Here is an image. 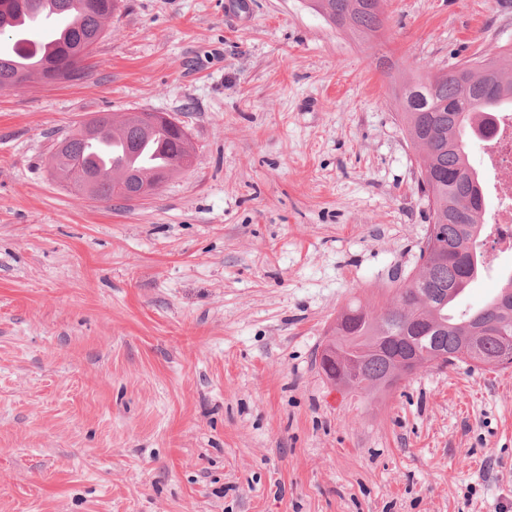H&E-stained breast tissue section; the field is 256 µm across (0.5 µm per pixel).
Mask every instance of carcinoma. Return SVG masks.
<instances>
[{"mask_svg":"<svg viewBox=\"0 0 512 512\" xmlns=\"http://www.w3.org/2000/svg\"><path fill=\"white\" fill-rule=\"evenodd\" d=\"M41 0H6L0 6V30L12 33L10 46L18 54L44 53L51 41L24 26L4 21ZM59 14L81 6L80 24L70 31L69 50H59L50 74L51 82L82 79L87 60L106 37V22L118 0H49ZM338 29L363 38L386 27L382 0H312ZM38 77L14 71L0 61V88L20 87ZM399 118L408 140L422 155L418 187L428 201L430 224L419 249L416 269L396 284L390 304L371 310L357 303L346 306L330 342L345 357L360 359V378L343 372L342 360L322 359L325 377L337 385L368 394L392 386L390 368L398 357L414 351L420 367L459 364L503 371L512 368V274L502 277L498 294L484 306L454 314L459 292L485 270L482 251L485 193L480 172L470 161L473 140L486 138L483 128L492 126L499 112H512V49L495 57L481 56L457 64L446 72L429 74L404 83L399 99ZM168 137V170L148 175L141 168L106 169L89 158V148L116 135L136 151L157 134ZM191 147L187 128L175 125H143L129 113L109 120L98 138L89 136L88 125L60 142L49 166L61 179L79 188L92 179L97 198L110 202L131 199L146 179L162 183L186 169L184 156Z\"/></svg>","mask_w":512,"mask_h":512,"instance_id":"carcinoma-1","label":"carcinoma"}]
</instances>
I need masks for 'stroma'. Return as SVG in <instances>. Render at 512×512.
Masks as SVG:
<instances>
[{"instance_id":"1","label":"stroma","mask_w":512,"mask_h":512,"mask_svg":"<svg viewBox=\"0 0 512 512\" xmlns=\"http://www.w3.org/2000/svg\"><path fill=\"white\" fill-rule=\"evenodd\" d=\"M122 0L77 82L0 88V512H512V369L333 387L429 222L395 97L512 45V0ZM167 112L190 168L138 201L46 166L98 113ZM512 254L468 288L483 306ZM320 12L338 29L358 37L370 38L386 27L382 0H312Z\"/></svg>"}]
</instances>
